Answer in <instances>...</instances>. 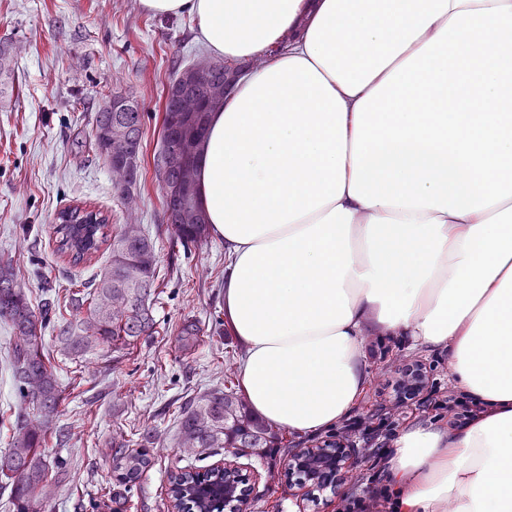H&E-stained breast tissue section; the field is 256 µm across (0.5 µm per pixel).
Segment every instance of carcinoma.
<instances>
[{
    "mask_svg": "<svg viewBox=\"0 0 512 512\" xmlns=\"http://www.w3.org/2000/svg\"><path fill=\"white\" fill-rule=\"evenodd\" d=\"M197 73L200 80L186 84L184 76ZM170 85L179 86L191 94L207 98L206 105L191 112H167L162 132L173 128L179 134L170 152L172 161L161 186L164 208L172 199L167 188L186 182L188 190L180 197L184 219L172 225L174 236L183 246L201 244L207 234V224L197 197V159L204 146V132L209 113L224 104V62L199 61L176 71ZM136 124L137 136H142L143 113L114 112L105 101L95 118V147L123 188L140 182L141 167L120 169L112 164V129L124 126V121ZM57 252L73 264L89 263L101 250L109 252V261L99 270L92 284L82 293L70 295L69 303L82 317H74L57 328L55 341L68 355L80 358L94 349L110 350L129 346L152 334L155 326L153 300L157 246L139 224H110L102 211L86 204H75L57 213L54 227ZM50 303L44 304L39 316L28 298L25 286L18 281L13 267L0 264V320L9 324L14 334L11 351L12 378L21 390L27 412L17 416L15 434L10 446L0 451V474L10 479V501L14 512H37L36 499L51 473L60 468L58 460L46 454L48 429L60 413L63 390L50 365L44 329ZM197 341V327L192 322L182 325L179 344L190 350ZM35 412L33 423L29 412ZM275 445L272 428L257 419L246 401L234 388L226 387L199 397L185 405L181 419L178 447L199 448L209 453L220 450L237 455L245 450L254 454ZM112 458L119 480L132 483L151 465L144 451L123 450ZM180 483V506L195 503L194 479L199 472L184 470Z\"/></svg>",
    "mask_w": 512,
    "mask_h": 512,
    "instance_id": "carcinoma-1",
    "label": "carcinoma"
}]
</instances>
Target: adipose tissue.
<instances>
[{
    "mask_svg": "<svg viewBox=\"0 0 512 512\" xmlns=\"http://www.w3.org/2000/svg\"><path fill=\"white\" fill-rule=\"evenodd\" d=\"M228 67L197 191L256 415L328 428L366 335L448 352L492 412L410 423L395 512H512V0H140ZM280 53L255 65L272 47Z\"/></svg>",
    "mask_w": 512,
    "mask_h": 512,
    "instance_id": "ef3b65f1",
    "label": "adipose tissue"
}]
</instances>
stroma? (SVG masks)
I'll list each match as a JSON object with an SVG mask.
<instances>
[{"label":"stroma","instance_id":"stroma-1","mask_svg":"<svg viewBox=\"0 0 512 512\" xmlns=\"http://www.w3.org/2000/svg\"><path fill=\"white\" fill-rule=\"evenodd\" d=\"M13 56L11 90L0 97V262L11 263L33 306L54 302L44 336L64 390L59 424L72 439L49 446L63 459L66 478L44 490L53 512H167L171 471L207 469L216 454L178 447L186 402L239 379L243 350L224 322V242L215 234L184 251L166 223L153 157L161 146V106L170 77L209 58L194 19L162 17L140 0H0V43ZM119 93L143 114L142 179L130 190L116 187L109 165L93 145L95 116ZM85 202L113 224H139L158 248L155 331L134 347L102 349L71 360L54 346L56 328L71 319L66 301L106 261L73 265L55 250L56 213ZM195 322L198 342L180 349L177 330ZM13 332L0 321V450L14 435L19 396L9 366ZM369 385L355 416L369 414L379 381L405 360L433 367L431 382L454 389L448 354L405 336H369ZM156 441L147 471L129 485L116 480L112 444L137 450L139 432ZM335 429L296 435L279 432L278 445L262 456L239 458L248 479L250 512H338L340 498L324 491L320 504L288 487L283 465L288 447L335 438Z\"/></svg>","mask_w":512,"mask_h":512}]
</instances>
